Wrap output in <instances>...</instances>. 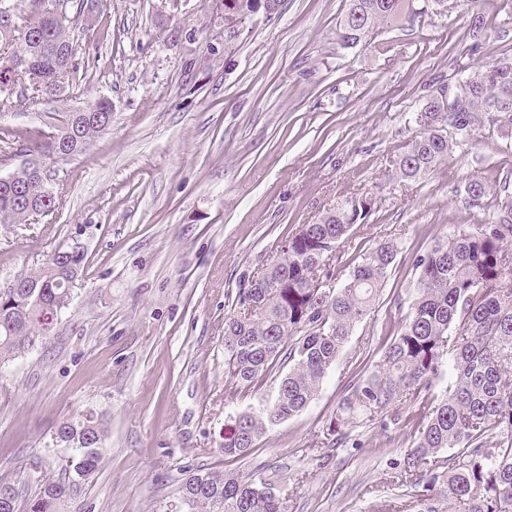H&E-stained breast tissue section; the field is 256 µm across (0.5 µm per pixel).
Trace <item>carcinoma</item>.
Returning a JSON list of instances; mask_svg holds the SVG:
<instances>
[{"label": "carcinoma", "mask_w": 512, "mask_h": 512, "mask_svg": "<svg viewBox=\"0 0 512 512\" xmlns=\"http://www.w3.org/2000/svg\"><path fill=\"white\" fill-rule=\"evenodd\" d=\"M40 0H11L25 15L23 25L0 31V92L18 82L32 91L31 103L48 90L70 85L79 68L70 31L78 14L57 23L33 10ZM278 0H224V10L248 18L270 12ZM432 0H348L339 24L343 47L354 48L379 28L412 22ZM43 35V50L32 55L28 70L16 74L11 58L27 53L26 32ZM17 44L19 48L9 50ZM473 74L464 102L442 129L437 114L448 108L446 84L423 99L414 115L419 132L393 161L396 175L414 180L452 155L463 143L481 135L482 116L494 113L502 136L512 135V57H503ZM90 112H70L49 136L0 128V141L16 146L48 165L74 153L57 149L60 140L77 144L102 133L101 121L112 102L101 99ZM38 190L36 170H21L13 184L0 183V224H21L15 199ZM502 184L495 190L480 178L465 184V202L480 208L499 196L498 215L437 238L413 259L416 279L408 311L395 333L383 337L380 358L343 388L334 416L320 436L325 448L345 446L357 428L387 429L401 420L413 427L410 453L401 464L402 485L419 489L418 512H512V197ZM372 199L352 194L326 211L319 224H300L288 234L280 254L261 271L257 287L245 279L232 312L224 317L226 391L250 392L277 381L274 400L238 414L224 425L220 453L232 462L250 454L272 427L302 412L342 354L354 327L372 310L399 254L398 243L386 239L354 248L352 268L337 281L341 248L352 226L370 216ZM336 250H330V246ZM86 255L72 247L55 249L52 259L32 272L16 276L21 288L0 296V364L46 343L43 317L50 308H68L61 285L85 275ZM320 280L334 288H318ZM448 363V385L435 390ZM107 437L102 415L84 410L64 419L51 436L70 450L64 479H45L28 512H60L62 503L79 495L93 474ZM452 451L446 457L443 451ZM178 512H287V494L259 467L243 475L220 466L200 465L186 471Z\"/></svg>", "instance_id": "cac0c4a2"}]
</instances>
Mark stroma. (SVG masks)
Masks as SVG:
<instances>
[{
  "label": "stroma",
  "mask_w": 512,
  "mask_h": 512,
  "mask_svg": "<svg viewBox=\"0 0 512 512\" xmlns=\"http://www.w3.org/2000/svg\"><path fill=\"white\" fill-rule=\"evenodd\" d=\"M346 9L279 0L228 47L217 0H107L97 26L74 30L79 69L63 94L28 106L21 86L0 92V128L43 135L66 113L112 102L111 129L55 164L58 209L29 226L0 224V283L61 245L80 244L88 264L48 344L0 366V480L21 499L61 467L55 428L93 408L108 437L63 512H173L185 466L220 461L225 419L273 396L269 383L224 390V317L244 278L293 227L359 193L372 212L342 259L396 239L391 276L315 400L232 467L264 465L287 488L288 512H414L393 467L409 426L359 429L356 448L314 445L343 386L378 360L415 253L493 214L491 197L468 207L465 183L512 177V136L493 133L414 180L392 176L433 84L512 56V0L436 7L350 49L338 40Z\"/></svg>",
  "instance_id": "35a3bbf8"
}]
</instances>
